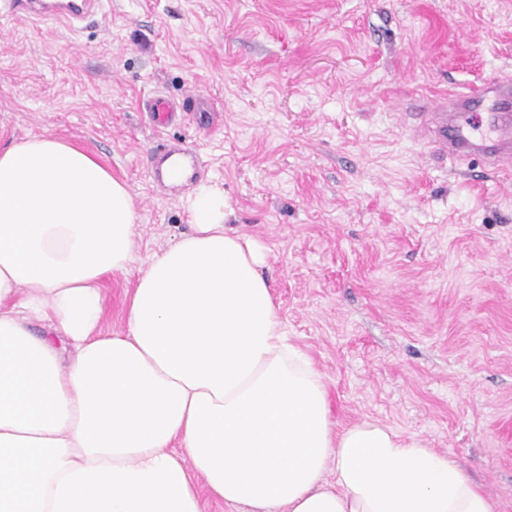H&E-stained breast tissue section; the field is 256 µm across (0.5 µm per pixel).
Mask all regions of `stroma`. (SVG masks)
<instances>
[{
	"label": "stroma",
	"mask_w": 512,
	"mask_h": 512,
	"mask_svg": "<svg viewBox=\"0 0 512 512\" xmlns=\"http://www.w3.org/2000/svg\"><path fill=\"white\" fill-rule=\"evenodd\" d=\"M512 72V0H103L78 28L0 24V148L50 134L136 197L128 274L190 233L192 187L157 194L158 139L194 147L341 426L448 454L512 512V171L413 138L414 100ZM194 96L157 131L142 99Z\"/></svg>",
	"instance_id": "obj_1"
}]
</instances>
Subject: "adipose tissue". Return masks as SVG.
<instances>
[{
	"instance_id": "ef3b65f1",
	"label": "adipose tissue",
	"mask_w": 512,
	"mask_h": 512,
	"mask_svg": "<svg viewBox=\"0 0 512 512\" xmlns=\"http://www.w3.org/2000/svg\"><path fill=\"white\" fill-rule=\"evenodd\" d=\"M226 209L196 187L191 233L150 259L109 333L131 188L57 136L0 149V512H496L447 454L337 426Z\"/></svg>"
}]
</instances>
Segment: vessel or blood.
<instances>
[{"label": "vessel or blood", "mask_w": 512, "mask_h": 512, "mask_svg": "<svg viewBox=\"0 0 512 512\" xmlns=\"http://www.w3.org/2000/svg\"><path fill=\"white\" fill-rule=\"evenodd\" d=\"M101 0H0V19L81 22L91 16ZM157 128L171 126L177 112L167 98L156 95L145 103ZM415 132L440 159L466 164L480 160L485 170L512 166V75L501 73L471 85L466 92L438 100H424L415 114ZM149 171L154 187H170L171 167L183 168L184 183L194 182L200 159L192 149H169L161 143L153 150Z\"/></svg>", "instance_id": "obj_1"}]
</instances>
